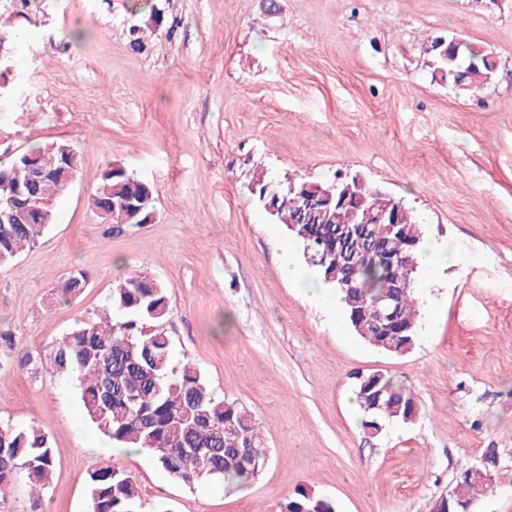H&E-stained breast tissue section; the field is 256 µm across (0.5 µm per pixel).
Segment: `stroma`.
<instances>
[{
  "instance_id": "35a3bbf8",
  "label": "stroma",
  "mask_w": 512,
  "mask_h": 512,
  "mask_svg": "<svg viewBox=\"0 0 512 512\" xmlns=\"http://www.w3.org/2000/svg\"><path fill=\"white\" fill-rule=\"evenodd\" d=\"M277 3L271 14L268 0H0V162L55 141L80 154L54 223L0 266V422L51 441L40 512H90L105 458L84 441L93 425L75 382L47 360L139 272L168 289L159 329L173 365L193 363L249 411L268 452L229 492L178 482L148 452L116 459L139 512H282L301 487L336 512H429L463 466L491 457L497 483L473 512H512V0ZM19 25L37 33L25 49L8 39ZM452 36L496 60L487 87L432 77L428 48ZM110 166L152 186L151 223L117 233L90 207ZM261 170L359 174L413 208L425 240L465 253L420 271L437 313L419 315L409 353L373 348L285 279L288 237L251 192ZM75 270L87 286L63 297ZM359 371L401 380L420 419L371 434L353 409Z\"/></svg>"
}]
</instances>
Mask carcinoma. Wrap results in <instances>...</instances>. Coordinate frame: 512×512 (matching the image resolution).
I'll list each match as a JSON object with an SVG mask.
<instances>
[{
    "instance_id": "cac0c4a2",
    "label": "carcinoma",
    "mask_w": 512,
    "mask_h": 512,
    "mask_svg": "<svg viewBox=\"0 0 512 512\" xmlns=\"http://www.w3.org/2000/svg\"><path fill=\"white\" fill-rule=\"evenodd\" d=\"M431 47L433 72L440 73L441 79L466 90L490 82L495 61L475 44L450 37L445 41L434 39ZM59 148L60 143L53 142L14 156L5 165L8 180L0 181V201L14 187H27L50 215V221H55L56 201L71 185V172L62 168L34 183L26 159L53 154ZM305 183L310 185L311 194L326 202L310 214L301 213L299 191ZM349 184L367 207L386 209L397 202L360 180H351ZM339 186L337 175L330 181L297 177L292 185L286 173L272 176L257 171L252 176V193L262 206H271L268 215L285 226L288 236L299 245L306 264L338 288L346 317H351V302L380 299L388 279L396 278L405 285L397 297V323L414 326L410 335L370 336L369 323L352 326L356 335L374 348L403 355L413 348L417 339L415 280L419 273L416 254L423 243L421 224L412 212L410 223L398 233L390 232L385 224H370L365 228V236L346 240L341 262L353 258L355 275L352 287L340 288L319 263V256L336 245L340 225L349 223L348 215L336 209ZM130 195L149 199L146 208L135 212L115 205ZM91 199L102 205L114 202L104 219L118 232L149 222L155 211L150 184L117 167L105 172ZM39 218L37 211L20 210L10 223H0V265L36 243L47 228L38 223ZM385 253L397 255L400 261L386 268L382 262ZM168 313L165 285L148 275H131L112 288L109 306L98 318L83 323L57 343L50 369L58 375L76 376L88 417L112 443L152 451L165 471L187 485L210 477L224 479L229 487H243L264 466L266 451L259 424L236 402L217 396L195 365L186 363L178 373L170 369V341L157 329ZM354 378L365 428L376 430L386 421L408 425L420 417L419 400L394 377L383 374L374 379L358 372ZM371 386L383 391L382 398L390 401V412L376 413L369 409L366 391ZM4 429L8 435L0 440V498L6 497L20 473L25 474L35 489L46 488L55 467L48 436L35 425L23 428L6 425ZM195 448L206 449V454L193 452ZM494 484L495 474L482 481L470 477L469 468L465 467L449 489L451 500L470 507L476 496ZM89 492L91 512H138L139 493L134 476L110 460L103 461L89 474ZM285 512H335V507L312 488L302 487L286 504Z\"/></svg>"
}]
</instances>
